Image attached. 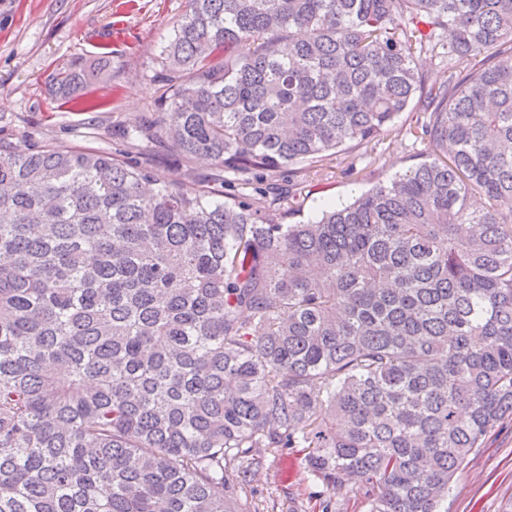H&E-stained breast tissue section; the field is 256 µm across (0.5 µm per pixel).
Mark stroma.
I'll return each instance as SVG.
<instances>
[{"label": "stroma", "instance_id": "stroma-1", "mask_svg": "<svg viewBox=\"0 0 512 512\" xmlns=\"http://www.w3.org/2000/svg\"><path fill=\"white\" fill-rule=\"evenodd\" d=\"M186 6V0H0V129L17 137L31 133L60 148L135 159L126 133L161 109V51ZM103 56L110 68L85 89L97 109L52 102L50 79L59 68ZM422 118L407 108L395 117L393 132L331 157L320 175L298 180L299 210L285 223L315 221L323 210L423 162L429 146L409 132ZM251 486L273 499L272 512H297L320 492L298 448L267 456ZM448 512H512L511 421L456 475Z\"/></svg>", "mask_w": 512, "mask_h": 512}]
</instances>
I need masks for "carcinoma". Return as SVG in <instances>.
<instances>
[{
    "mask_svg": "<svg viewBox=\"0 0 512 512\" xmlns=\"http://www.w3.org/2000/svg\"><path fill=\"white\" fill-rule=\"evenodd\" d=\"M163 56L139 162L0 133V512H264L288 448L325 512H448L512 417V0H188ZM411 105L435 157L320 220L221 200ZM154 149L153 161L148 166L152 179L162 183L184 181L185 162L165 147L157 145Z\"/></svg>",
    "mask_w": 512,
    "mask_h": 512,
    "instance_id": "1",
    "label": "carcinoma"
}]
</instances>
